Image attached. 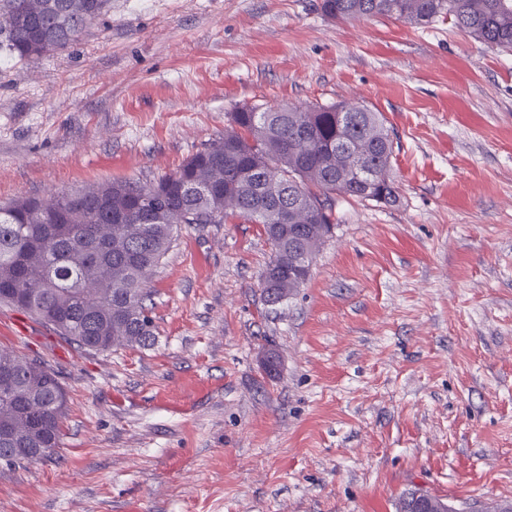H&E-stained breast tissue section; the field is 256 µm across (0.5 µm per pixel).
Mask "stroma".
<instances>
[{"instance_id":"35a3bbf8","label":"stroma","mask_w":512,"mask_h":512,"mask_svg":"<svg viewBox=\"0 0 512 512\" xmlns=\"http://www.w3.org/2000/svg\"><path fill=\"white\" fill-rule=\"evenodd\" d=\"M319 3L111 0L64 51L0 52V203L153 182L236 108L284 102L382 113L397 192L337 199L277 305L259 225H182L152 277L149 348L82 351L0 307V348L40 356L67 397L57 452L0 464V512L512 500V52L448 18L338 22Z\"/></svg>"}]
</instances>
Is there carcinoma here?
<instances>
[{
	"instance_id": "cac0c4a2",
	"label": "carcinoma",
	"mask_w": 512,
	"mask_h": 512,
	"mask_svg": "<svg viewBox=\"0 0 512 512\" xmlns=\"http://www.w3.org/2000/svg\"><path fill=\"white\" fill-rule=\"evenodd\" d=\"M73 0H0V49L20 59L57 53L72 40L55 29L51 5ZM91 23L108 0H79ZM337 21L365 17L426 26L448 17L491 49L512 52V0H320ZM394 142L386 119L364 105H258L231 113V126L177 171L149 184L113 179L72 194L20 197L0 206V304L49 326L84 351L150 347L146 301L151 271L182 224H260L271 245L264 291L282 302L302 287L336 224L340 196L396 202L394 182L358 176L359 163L390 170ZM299 190L309 210L268 212ZM0 462L25 466L5 449L24 443L52 457L67 400L38 358L0 349Z\"/></svg>"
}]
</instances>
